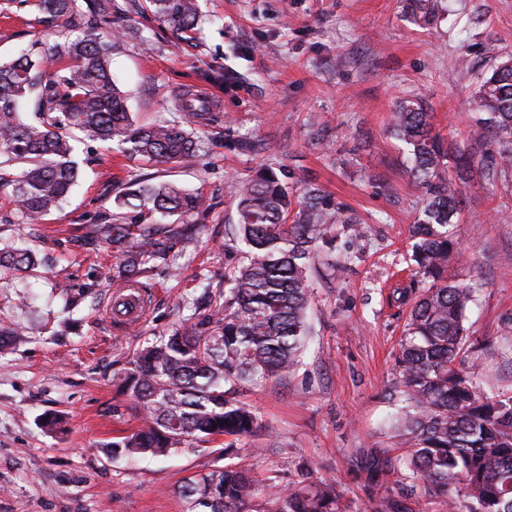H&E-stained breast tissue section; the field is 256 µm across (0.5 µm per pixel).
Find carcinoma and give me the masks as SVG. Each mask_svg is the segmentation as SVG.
Wrapping results in <instances>:
<instances>
[{"instance_id": "1", "label": "carcinoma", "mask_w": 512, "mask_h": 512, "mask_svg": "<svg viewBox=\"0 0 512 512\" xmlns=\"http://www.w3.org/2000/svg\"><path fill=\"white\" fill-rule=\"evenodd\" d=\"M37 10L61 21L47 48L60 64L43 71L30 56L0 64V185L13 186L24 224H37L58 210L77 184L78 144L112 142L148 162L177 164L194 157L202 140L187 123L213 120L204 102L188 91L175 95L183 120L138 125L117 87L110 52L114 0H35ZM140 9L170 31L185 49L201 47L199 0H142ZM477 140L490 147L474 161L433 132L434 113L419 100L396 106L393 135L410 148L411 181L424 199L422 218L412 225L415 275L429 281L415 297L395 290V301L410 304L396 362V388L404 407L394 430L409 447L394 464L361 457L357 471L374 491L397 466L409 480L406 492L375 500L374 512H411L404 503L421 487L443 512H512V395L483 393L464 367L470 336L466 311L473 289L448 279L458 246L448 226L459 214L461 185L472 165L483 177L512 182V55L483 78L476 91ZM33 101L36 121L22 116ZM237 224L234 242L246 248L247 262L225 274L210 313L194 312L167 334L142 343L117 374L120 393L141 415V423L106 446L112 457H166L196 442L228 437L234 442L266 432L262 418L235 399L238 387L280 378L300 363L309 333V274L317 249L331 243V204L318 188L301 197L271 166L241 178L234 187ZM115 212L97 225L96 238L121 257L120 289L138 282L148 265L170 261L172 240L189 243L176 227L129 224L126 210L179 218L199 214L204 199L169 182L133 177L116 192ZM35 255L0 247V272L30 273ZM24 339L17 325H0V352ZM264 483L271 508L257 512H347L335 482L314 476L306 466L286 484L264 480L227 464L196 474L180 493L187 512H247Z\"/></svg>"}]
</instances>
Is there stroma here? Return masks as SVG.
<instances>
[{"label":"stroma","mask_w":512,"mask_h":512,"mask_svg":"<svg viewBox=\"0 0 512 512\" xmlns=\"http://www.w3.org/2000/svg\"><path fill=\"white\" fill-rule=\"evenodd\" d=\"M202 47L191 54L152 18L112 20L121 38L112 73L137 123L172 121L175 94H210L216 122L200 128L207 152L176 167L149 163L101 142L80 145L82 178L62 210L23 224L10 189H0V241L30 249L34 275L0 280V321L28 331L0 353V512H187V478L232 462L258 477L296 479L300 463L336 482L350 512H371L355 464L360 451L405 454L392 428L393 394L406 310L392 297L411 276L410 227L423 202L409 179L406 145L391 133L396 103L426 102L445 141L480 156L470 136L474 94L486 73L512 55V0H200ZM50 25L24 0H0V61L35 49L42 69ZM236 74L233 82L221 72ZM261 141L243 154L237 141ZM274 163L293 189L319 187L340 216L363 224L357 247L337 240L312 266L311 335L287 377L240 387L267 431L237 441L231 459L213 445L131 462L106 443L139 420L113 378L145 337L167 333L205 289H219L240 264L231 244L233 183ZM133 177L168 181L206 200L193 216V246L141 280L148 310L133 328L110 312L119 257L92 234L114 208V188ZM451 231L461 245L449 277L476 290L465 326L479 348L466 361L481 389L512 395V184L474 175ZM61 412L67 430L41 426Z\"/></svg>","instance_id":"stroma-1"}]
</instances>
